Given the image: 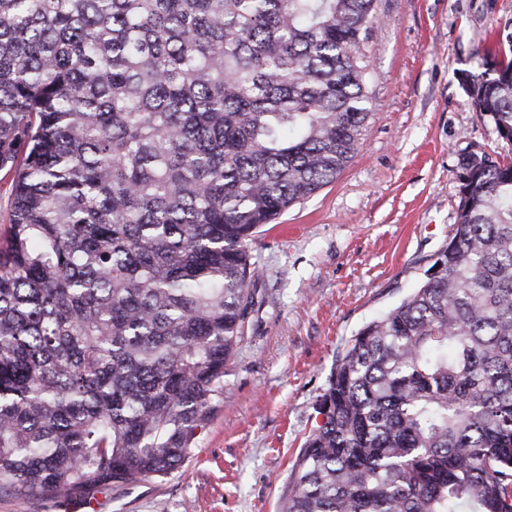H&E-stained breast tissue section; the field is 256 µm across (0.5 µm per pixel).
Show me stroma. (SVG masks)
I'll return each instance as SVG.
<instances>
[{
	"instance_id": "35a3bbf8",
	"label": "stroma",
	"mask_w": 512,
	"mask_h": 512,
	"mask_svg": "<svg viewBox=\"0 0 512 512\" xmlns=\"http://www.w3.org/2000/svg\"><path fill=\"white\" fill-rule=\"evenodd\" d=\"M372 115L336 181L261 227V275L224 396L181 468L103 489L87 512H277L320 425L319 396L348 342L398 305L447 245L459 159L512 162V144L461 85L512 33V0H377Z\"/></svg>"
}]
</instances>
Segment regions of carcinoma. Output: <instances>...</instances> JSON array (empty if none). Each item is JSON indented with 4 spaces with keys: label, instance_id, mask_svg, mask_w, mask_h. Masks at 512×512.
I'll use <instances>...</instances> for the list:
<instances>
[{
    "label": "carcinoma",
    "instance_id": "1",
    "mask_svg": "<svg viewBox=\"0 0 512 512\" xmlns=\"http://www.w3.org/2000/svg\"><path fill=\"white\" fill-rule=\"evenodd\" d=\"M376 0H0V493L162 477L224 395L249 241L371 116ZM465 72L512 144V34ZM453 235L363 326L280 512H512V163L460 161Z\"/></svg>",
    "mask_w": 512,
    "mask_h": 512
}]
</instances>
